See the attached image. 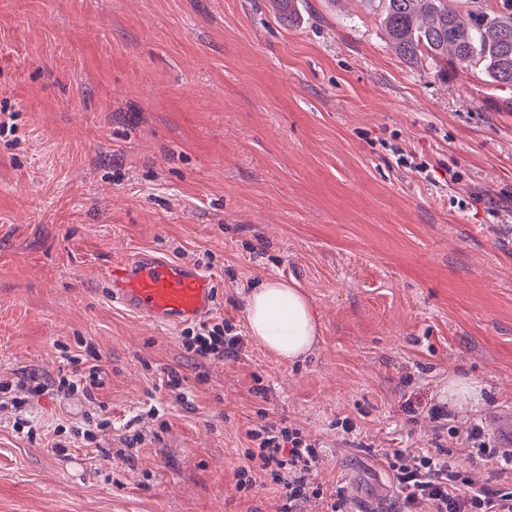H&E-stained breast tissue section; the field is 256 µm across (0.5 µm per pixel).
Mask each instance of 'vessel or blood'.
I'll return each mask as SVG.
<instances>
[{"label": "vessel or blood", "instance_id": "1", "mask_svg": "<svg viewBox=\"0 0 512 512\" xmlns=\"http://www.w3.org/2000/svg\"><path fill=\"white\" fill-rule=\"evenodd\" d=\"M112 301L141 318L165 325L198 320L214 308L210 278L198 269L143 254L113 264L107 273ZM496 445L512 453V408L494 422Z\"/></svg>", "mask_w": 512, "mask_h": 512}]
</instances>
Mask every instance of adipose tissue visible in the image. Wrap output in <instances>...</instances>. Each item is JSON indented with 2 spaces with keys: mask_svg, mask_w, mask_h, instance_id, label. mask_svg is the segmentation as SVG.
Here are the masks:
<instances>
[{
  "mask_svg": "<svg viewBox=\"0 0 512 512\" xmlns=\"http://www.w3.org/2000/svg\"><path fill=\"white\" fill-rule=\"evenodd\" d=\"M250 336L274 357L292 362L316 345L319 325L312 306L295 283L267 279L244 297Z\"/></svg>",
  "mask_w": 512,
  "mask_h": 512,
  "instance_id": "ef3b65f1",
  "label": "adipose tissue"
}]
</instances>
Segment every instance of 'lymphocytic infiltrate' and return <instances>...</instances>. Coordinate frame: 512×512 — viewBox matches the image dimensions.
<instances>
[{"label":"lymphocytic infiltrate","mask_w":512,"mask_h":512,"mask_svg":"<svg viewBox=\"0 0 512 512\" xmlns=\"http://www.w3.org/2000/svg\"><path fill=\"white\" fill-rule=\"evenodd\" d=\"M183 345L189 352L206 360H220L245 348V339L233 333L225 319H207L187 328ZM106 374L98 363L84 369L59 372L51 384L33 382L26 396H12L18 411L17 426L27 427L24 412L29 396L52 391L69 397L75 394L94 398L104 385ZM251 443L246 455L248 466L234 474L238 491H252L258 482L268 480L277 486L282 503L278 512H304L310 499L320 490L310 482L319 461L318 443L299 428L282 420L260 419L246 430ZM383 456L401 490L396 512H512V491L478 488L461 495L458 485L462 475L451 449L430 448L413 456L402 448L385 449Z\"/></svg>","instance_id":"f902f5d3"}]
</instances>
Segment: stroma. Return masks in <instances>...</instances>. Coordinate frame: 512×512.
<instances>
[{"instance_id": "35a3bbf8", "label": "stroma", "mask_w": 512, "mask_h": 512, "mask_svg": "<svg viewBox=\"0 0 512 512\" xmlns=\"http://www.w3.org/2000/svg\"><path fill=\"white\" fill-rule=\"evenodd\" d=\"M297 11L0 0V381H50L87 345L107 372L96 400L32 398L28 432L0 405V512H275L272 485L235 489L262 412L320 444L311 512L338 492L393 512L386 448L440 445L475 485L512 486L466 438L512 403V93L404 61L364 0ZM140 254L204 270L246 337V290L295 281L315 349L284 362L247 337L197 359L182 326L113 306L108 268ZM452 376L485 402L433 418ZM59 424L61 457L38 438Z\"/></svg>"}]
</instances>
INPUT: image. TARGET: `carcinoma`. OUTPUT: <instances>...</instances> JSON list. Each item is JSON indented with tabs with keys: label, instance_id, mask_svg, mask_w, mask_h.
<instances>
[{
	"label": "carcinoma",
	"instance_id": "obj_1",
	"mask_svg": "<svg viewBox=\"0 0 512 512\" xmlns=\"http://www.w3.org/2000/svg\"><path fill=\"white\" fill-rule=\"evenodd\" d=\"M280 22L297 20L296 0H271ZM462 13L448 0H378L380 23L397 54L410 63L450 59L456 68L480 67L489 81L512 91V0L491 7L469 0Z\"/></svg>",
	"mask_w": 512,
	"mask_h": 512
}]
</instances>
